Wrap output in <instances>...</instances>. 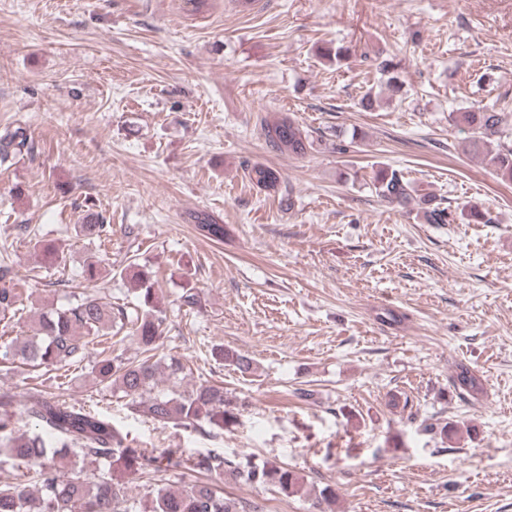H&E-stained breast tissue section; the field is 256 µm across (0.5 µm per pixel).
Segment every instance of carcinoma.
<instances>
[{
  "instance_id": "cac0c4a2",
  "label": "carcinoma",
  "mask_w": 512,
  "mask_h": 512,
  "mask_svg": "<svg viewBox=\"0 0 512 512\" xmlns=\"http://www.w3.org/2000/svg\"><path fill=\"white\" fill-rule=\"evenodd\" d=\"M265 142L273 149L292 156H304L314 148V138L286 112H269L260 118ZM448 125L465 126L471 131L467 141L469 154L482 159L503 181L512 182V148L501 143L504 129L512 125L511 112L478 107L448 113ZM33 149L21 130L0 137V161L6 162ZM249 181L259 188L280 184L278 171L253 164L247 168ZM372 191L388 206L402 209L418 206L429 224H452L456 216L430 195L418 194L414 183L396 169L375 171ZM94 222L75 225L76 235L100 241L110 232V225ZM189 220L203 237L224 239V225L206 212H194ZM33 248L45 262L66 265L67 252L55 239L43 237ZM120 277H131L138 291L137 309L127 313L122 307L84 292L72 294L62 307L43 308L37 312L31 334L0 336V359H21L32 368L70 370L85 359L90 343L112 335V326L129 327L128 335L146 352L156 349L167 323V312L158 289L131 261ZM26 289L14 279L9 267H0V318L12 319L25 308ZM215 355L224 365L242 375L254 371L252 358L235 350L219 348ZM165 370L168 387L159 388V370ZM101 384L119 388L127 398L128 410L163 427L191 429L201 435L221 432L233 426L240 405L224 387L200 383L182 388L185 365L171 356L160 367L150 360L125 361L99 351L91 368ZM453 385L463 397L478 392L472 371L459 367ZM112 422V417L77 406L59 396L52 397L37 387H29L23 400L11 389H0V455L38 469L37 495L22 481L0 484V512H239V503L224 496L213 482L193 481L178 488L158 484L159 478L189 472L229 471L235 479L256 485L272 484L285 495L303 493L304 478L296 471L275 464L258 465L243 456L238 461L216 459L208 454L188 455L181 448H132ZM73 456L81 467L92 466L98 477L86 481L69 477L48 460ZM136 474L145 480L144 494L134 500L125 498L122 481Z\"/></svg>"
}]
</instances>
